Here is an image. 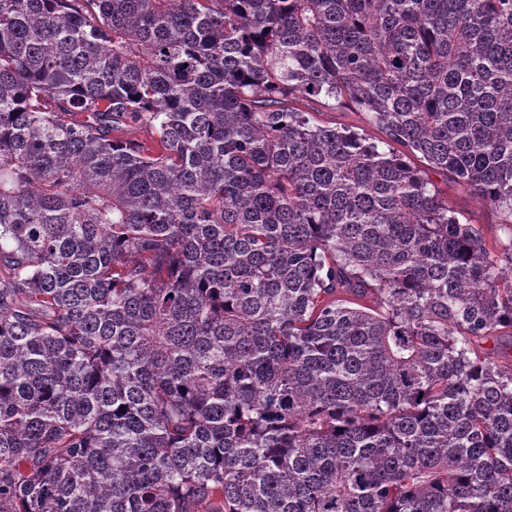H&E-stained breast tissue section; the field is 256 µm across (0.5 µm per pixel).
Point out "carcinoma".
<instances>
[{"mask_svg": "<svg viewBox=\"0 0 512 512\" xmlns=\"http://www.w3.org/2000/svg\"><path fill=\"white\" fill-rule=\"evenodd\" d=\"M505 328L512 0H0V512H512ZM303 103V107L309 111H322L317 113L316 117L325 123L331 124L332 126L336 124L337 126L348 125L360 127L364 128L371 137L381 136L375 129L365 127L364 120L359 112H352L348 110H344L342 112H328L321 106V103L315 99H309ZM432 179L445 191L448 204L464 215L470 224H474L482 233L487 249L498 252L500 243L505 240L499 215L491 208L481 204L464 187L448 179V184L439 175L430 174Z\"/></svg>", "mask_w": 512, "mask_h": 512, "instance_id": "cac0c4a2", "label": "carcinoma"}]
</instances>
